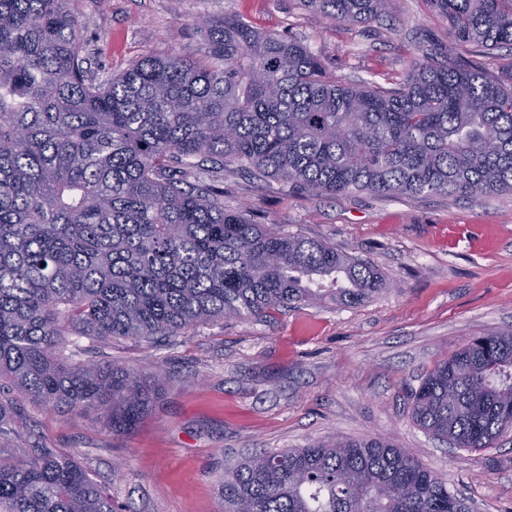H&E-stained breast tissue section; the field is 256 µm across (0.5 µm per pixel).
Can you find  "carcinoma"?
Segmentation results:
<instances>
[{
  "label": "carcinoma",
  "instance_id": "obj_1",
  "mask_svg": "<svg viewBox=\"0 0 512 512\" xmlns=\"http://www.w3.org/2000/svg\"><path fill=\"white\" fill-rule=\"evenodd\" d=\"M66 2L0 0V512H122L14 395L124 435L171 376L71 365L67 336H179L314 303L328 278L340 304L378 291L370 262L224 208V169L320 195L512 192V76L462 52L512 50V0H428L448 50L392 87L339 82L301 42L235 17L203 18L196 57L147 54L100 80ZM389 2L301 0L349 24ZM408 410L453 448L511 434L512 329L440 361ZM217 493L224 512H471L390 437L264 451Z\"/></svg>",
  "mask_w": 512,
  "mask_h": 512
}]
</instances>
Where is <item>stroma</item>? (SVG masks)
Here are the masks:
<instances>
[{"label":"stroma","instance_id":"obj_1","mask_svg":"<svg viewBox=\"0 0 512 512\" xmlns=\"http://www.w3.org/2000/svg\"><path fill=\"white\" fill-rule=\"evenodd\" d=\"M69 9L101 79L149 53L197 56L202 15L298 40L343 83H387L448 45V23L426 0H391V19L371 25L336 23L298 0H70ZM224 204L368 260L386 290L355 306L327 298L201 322L155 343L113 341L105 353L119 365L171 375L151 413L116 436L95 415L27 403L34 433L131 512H224L217 481L245 457L365 436L411 449L474 512H512V438L452 448L408 413L439 360L512 329V193L312 195L228 175Z\"/></svg>","mask_w":512,"mask_h":512}]
</instances>
